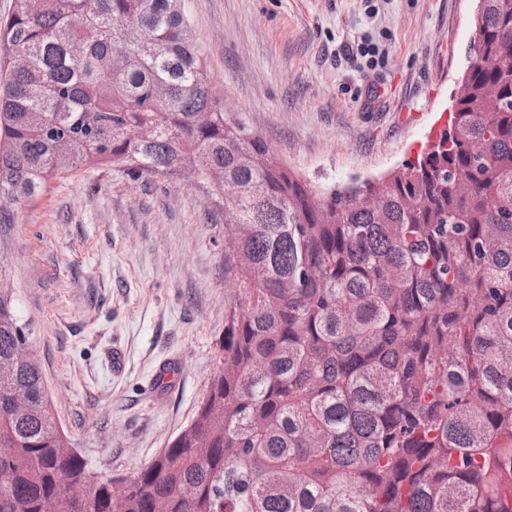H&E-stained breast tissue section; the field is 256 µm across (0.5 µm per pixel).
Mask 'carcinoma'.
<instances>
[{
  "instance_id": "1",
  "label": "carcinoma",
  "mask_w": 512,
  "mask_h": 512,
  "mask_svg": "<svg viewBox=\"0 0 512 512\" xmlns=\"http://www.w3.org/2000/svg\"><path fill=\"white\" fill-rule=\"evenodd\" d=\"M474 38L506 67L472 57L451 125L371 207L365 183L319 195L225 118L180 0H13L0 194L110 163L134 180L211 171L247 231L224 239L205 398L123 500L64 454L37 359L0 374V512H512V12L484 0ZM26 342L0 287V362Z\"/></svg>"
}]
</instances>
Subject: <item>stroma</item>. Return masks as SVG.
Instances as JSON below:
<instances>
[{"instance_id":"obj_1","label":"stroma","mask_w":512,"mask_h":512,"mask_svg":"<svg viewBox=\"0 0 512 512\" xmlns=\"http://www.w3.org/2000/svg\"><path fill=\"white\" fill-rule=\"evenodd\" d=\"M217 94L316 191L382 177L447 123L474 0H181ZM0 275L90 470L132 475L204 398L224 212L204 180L93 167L0 224ZM121 349V368L112 365ZM172 365L167 384L159 366Z\"/></svg>"}]
</instances>
